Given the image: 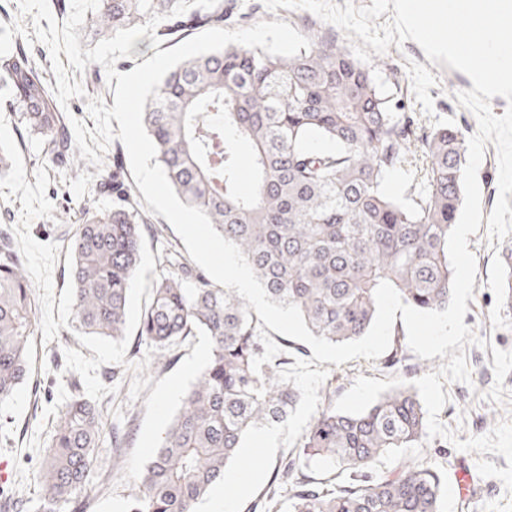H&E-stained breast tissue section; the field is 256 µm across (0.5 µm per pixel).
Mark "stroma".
Instances as JSON below:
<instances>
[{"mask_svg":"<svg viewBox=\"0 0 512 512\" xmlns=\"http://www.w3.org/2000/svg\"><path fill=\"white\" fill-rule=\"evenodd\" d=\"M224 27L244 28L260 21L281 20L302 35L344 33L304 9L277 8L269 11L263 0H224ZM375 79L389 95L397 111L417 116L426 126L448 123L465 129L467 135L478 130L474 114L459 106L457 92L472 89L469 77L446 64H432L422 48L408 40L379 55ZM70 80L86 83L85 97L69 100L71 114L94 129L87 103L96 98L113 107L114 93L109 88L104 68L88 64L84 71L69 69ZM0 144L22 157L20 164L0 177V216L6 217L16 248L21 253L36 289L38 303L37 361L39 380L50 381L53 395L20 388L12 398L0 403V462H6L9 477L5 489L37 499L40 490L39 464L44 444L63 404L70 378H79L84 390L103 405L105 429H118L125 435L117 448L102 449L98 466L82 498L84 512H126L135 494V475L146 465L150 452L181 408V395L195 382L205 366L201 350L209 349L207 337L190 336L161 360L147 341L136 334L112 341L77 335L69 326L70 290L67 280L66 244L81 217L85 200L99 178L97 170L66 175L37 167L38 146L20 128L11 110L0 108ZM153 222L157 236H146L140 269L132 282L129 318L137 320L150 296L149 288L160 272L158 257L165 248L185 251L183 240L160 215ZM468 248L477 263L473 298L467 303L465 325L488 340V347L470 345L466 356L471 384L449 382L443 392L450 400L439 414L441 423L459 440L489 433L497 424L512 422V411L486 399L494 383V349L512 350V303L506 298L504 271L506 242L489 239L487 226L469 236ZM441 357L422 359L406 352L403 368L389 364L388 355L376 359L357 358L330 366L318 391L321 405L335 403L360 376L385 380L393 376L411 381L442 365ZM429 455L443 463L448 477L466 470L477 485L470 510L447 495L443 512H480L489 501H504L508 495L495 478L482 477L477 469L478 453L457 450L452 442L437 437L419 448L401 449L398 455L383 459L381 470L393 469L399 458Z\"/></svg>","mask_w":512,"mask_h":512,"instance_id":"1","label":"stroma"}]
</instances>
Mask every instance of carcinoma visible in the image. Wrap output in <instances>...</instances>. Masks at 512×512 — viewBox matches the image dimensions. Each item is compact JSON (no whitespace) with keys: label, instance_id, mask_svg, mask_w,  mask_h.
Here are the masks:
<instances>
[{"label":"carcinoma","instance_id":"1","mask_svg":"<svg viewBox=\"0 0 512 512\" xmlns=\"http://www.w3.org/2000/svg\"><path fill=\"white\" fill-rule=\"evenodd\" d=\"M176 0H102L90 14L100 38L168 15ZM202 27H224V0L192 8L156 28L171 42ZM330 37L294 57L230 44L172 69L147 98L143 123L177 196L203 209L236 243L270 299L296 304L307 328L333 343L355 340L375 317L374 290L389 281L419 310L447 308L452 269L446 237L456 223L466 163L465 134L439 124L427 131L392 110L373 70ZM19 106L18 122L40 141L42 167L77 172L70 124L26 39L13 37L0 58V101ZM250 159L252 189L239 190L240 153ZM415 167L401 194L391 173ZM112 208L87 204L68 240L71 327L121 340L129 292L151 219L127 181L120 150L94 188ZM163 272L137 320V335L160 352L206 336L211 356L160 438L127 512H193L227 467L250 424L282 423L299 401L276 381L284 359L268 354L262 322L236 290L215 285L178 251L159 258ZM37 296L8 230L0 232V402L33 382ZM250 321H245V317ZM427 439L417 392L398 388L361 415L331 407L310 423L298 454L275 467L290 486L289 512H443V467L432 457L404 458L388 472L382 458ZM104 435L101 405L70 382L41 467L36 512H81V492ZM324 457L330 480L302 472Z\"/></svg>","mask_w":512,"mask_h":512}]
</instances>
